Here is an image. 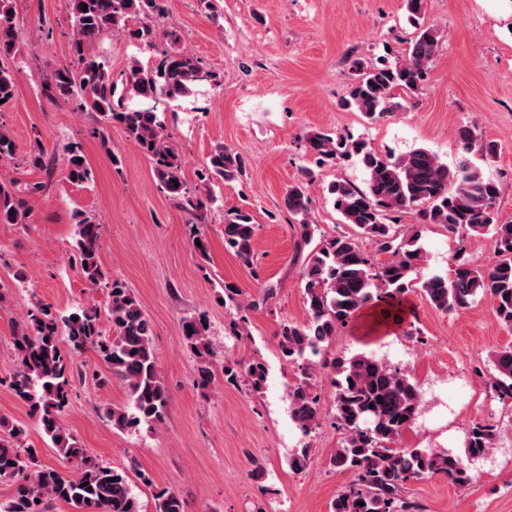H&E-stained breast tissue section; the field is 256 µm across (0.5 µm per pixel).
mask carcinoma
<instances>
[{
  "mask_svg": "<svg viewBox=\"0 0 512 512\" xmlns=\"http://www.w3.org/2000/svg\"><path fill=\"white\" fill-rule=\"evenodd\" d=\"M167 0H69L71 61L54 67L44 82L52 99L74 102L95 114L103 128L117 125L126 138L148 158L157 185L189 215V235L199 240L196 253L208 257V243L198 230L204 209L218 201L215 188L237 180L247 160L222 144L207 157L200 182L205 196L188 186L182 174V157L166 133L159 104L170 105L192 97L205 83H217V75L183 46V34L161 28ZM408 20L416 29L401 59L353 61L355 80L344 106L374 123L402 107L395 91H419L427 70L439 52L438 30L424 23L425 0H405ZM15 0H0V60L15 56L17 33L13 18ZM119 33L151 56L132 60L127 79L128 95H117V85L107 58L93 46ZM13 71L0 63V110L15 104ZM308 154L317 166L356 157L365 171L364 187L349 180L331 182L327 191L349 230L318 238L319 227L310 215L309 182L305 179L286 188L284 204L295 220L298 245L309 248L303 260L301 284L306 319L284 320L277 336L283 359L297 365L299 376L288 385L293 423L307 438L316 431L321 415L320 396L313 389L319 370L334 375V406L341 442L332 449L329 463L352 474L351 483L331 501L330 512H424L418 501L405 495L406 486L433 475H442L458 486L472 481L471 462L497 447L496 426L476 423L465 431L463 451L399 446L406 430L422 413L423 390L409 375L368 354L336 356L318 363L309 359L327 347L340 328L348 325L365 307L383 305L386 313H402L406 295L414 287L443 312H459L483 298L490 300L503 327L512 330V220L498 212L499 183L486 177L469 154L479 149L497 153L491 143L477 144L476 131H458L460 160L455 169L441 162L431 150L417 147L392 158L377 153L360 138L316 129L305 136ZM15 143L0 123V160L13 158ZM68 178L89 183L94 175L83 145L65 146ZM40 182L17 186L0 181V224L28 228L27 197L42 191ZM414 212L422 227L442 224L448 233L476 239L492 235L495 258L486 266L454 260L451 275L433 273L421 280L426 263L422 231L410 235L397 231L402 213ZM71 260L92 288L108 291L106 307L95 303L77 305L65 316L54 307L36 302L15 330L14 355L9 387L29 408L30 415L50 441L57 456L72 466L63 471L39 462L37 450L26 446V429L0 418V481L10 482V498L0 501V512H48L56 501L76 512H141L129 476L87 456L79 441L65 427L62 417L80 376L76 357L92 349L124 382L128 402L107 407L104 416L112 428L138 432L156 430L168 415L169 394L158 370L152 344V326L134 292L125 282L102 267V225L83 213L74 215ZM224 249L242 265H254L256 224L241 210L224 212ZM368 238L378 252L389 254L378 261L360 246ZM108 329H103V323ZM183 336L199 363L194 384L203 390L216 385L210 358L214 346L203 320L186 318ZM500 400H512V345L494 351L487 371H478ZM267 370L260 360L245 366L224 363L222 380L235 383L246 378L255 392L262 390ZM309 443L302 442L289 457L295 471L310 457ZM364 505L359 506L357 502ZM155 512H185L184 501L173 490L155 495Z\"/></svg>",
  "mask_w": 512,
  "mask_h": 512,
  "instance_id": "1",
  "label": "carcinoma"
}]
</instances>
